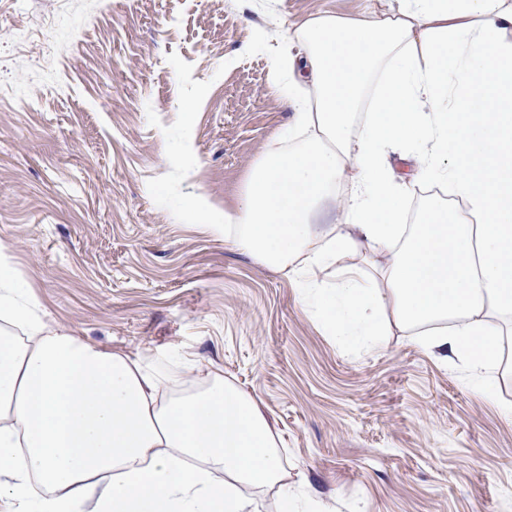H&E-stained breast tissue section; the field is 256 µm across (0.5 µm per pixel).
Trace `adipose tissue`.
<instances>
[{
  "instance_id": "ef3b65f1",
  "label": "adipose tissue",
  "mask_w": 512,
  "mask_h": 512,
  "mask_svg": "<svg viewBox=\"0 0 512 512\" xmlns=\"http://www.w3.org/2000/svg\"><path fill=\"white\" fill-rule=\"evenodd\" d=\"M284 42L270 75L288 140L225 242L285 272L336 337H418L486 388L512 316V0H388L289 20ZM410 178L448 199L409 216ZM171 379L52 325L1 257L0 512H258L273 485L315 512L256 404L216 374L181 394Z\"/></svg>"
}]
</instances>
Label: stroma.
I'll return each instance as SVG.
<instances>
[{"mask_svg":"<svg viewBox=\"0 0 512 512\" xmlns=\"http://www.w3.org/2000/svg\"><path fill=\"white\" fill-rule=\"evenodd\" d=\"M373 5L0 0V246L56 325L250 397L328 512H512V343L488 396L414 337L357 351L214 229L292 114L257 36ZM47 21L38 62L17 35Z\"/></svg>","mask_w":512,"mask_h":512,"instance_id":"35a3bbf8","label":"stroma"}]
</instances>
